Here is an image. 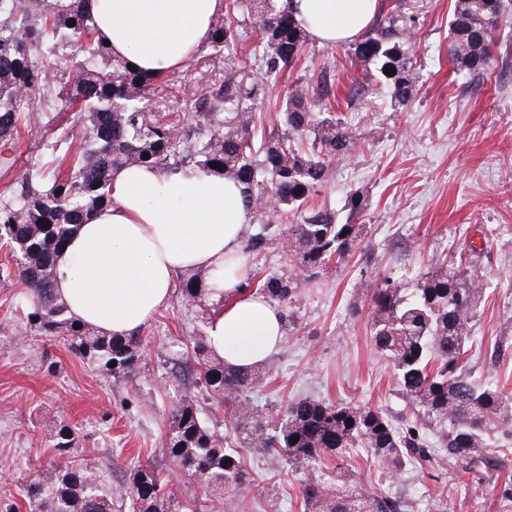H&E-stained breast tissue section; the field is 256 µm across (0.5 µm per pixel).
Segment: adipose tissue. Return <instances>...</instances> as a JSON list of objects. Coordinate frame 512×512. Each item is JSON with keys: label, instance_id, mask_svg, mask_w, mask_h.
Returning <instances> with one entry per match:
<instances>
[{"label": "adipose tissue", "instance_id": "1", "mask_svg": "<svg viewBox=\"0 0 512 512\" xmlns=\"http://www.w3.org/2000/svg\"><path fill=\"white\" fill-rule=\"evenodd\" d=\"M378 0H291L310 36L354 41L370 26ZM114 57L146 73L187 63L210 36L224 0H84ZM111 202L79 226L56 261V294L69 314L98 331L122 336L165 307L179 272L202 269L224 297L206 343L226 367L263 363L283 336L277 308L239 282L248 222L239 185L194 169L144 166L113 172Z\"/></svg>", "mask_w": 512, "mask_h": 512}]
</instances>
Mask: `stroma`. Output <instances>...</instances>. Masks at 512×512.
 Wrapping results in <instances>:
<instances>
[{
  "label": "stroma",
  "instance_id": "1",
  "mask_svg": "<svg viewBox=\"0 0 512 512\" xmlns=\"http://www.w3.org/2000/svg\"><path fill=\"white\" fill-rule=\"evenodd\" d=\"M401 3L422 64L407 105L394 104L377 68L366 71L353 61L350 44L313 39L264 104L275 120L291 80L305 84L328 72L337 98L325 108L347 122L356 146L335 158L315 203L343 222L346 198L362 193L358 221L366 226L358 251L300 288L293 325L260 367L265 384L250 399L273 414L304 397L405 414L393 368L371 342L367 290L378 271L415 288L435 261L471 244L482 250L475 273L484 293L469 366L512 392V30L493 32L495 59L472 90L448 55L452 0ZM225 73L223 59L202 47L173 80L149 93L146 109L178 126L189 123L202 89ZM63 135L50 129L0 142V190L27 165H52ZM21 291L16 281H0L2 490L19 492L56 461L53 434L64 423L74 431V467L112 486L127 464L150 463L190 512H266L271 500L280 512H305L300 489L310 478L397 499L401 512H512V434L491 440L485 465L466 472L449 464L439 445L429 464H409L397 475L360 446L315 469L275 466L263 449L246 447L251 483L213 499L172 464L162 441L174 407L188 402L211 432L229 430L224 405L197 382L193 351L220 300L207 293L188 304L173 292L168 306L141 326L138 362L115 376L57 337L23 339L15 313L24 304Z\"/></svg>",
  "mask_w": 512,
  "mask_h": 512
}]
</instances>
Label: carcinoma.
<instances>
[{"label":"carcinoma","mask_w":512,"mask_h":512,"mask_svg":"<svg viewBox=\"0 0 512 512\" xmlns=\"http://www.w3.org/2000/svg\"><path fill=\"white\" fill-rule=\"evenodd\" d=\"M84 0H0V139L76 120L68 128L74 147L59 165H30L0 193V245L11 253L14 278L24 288V329L59 336L74 355L101 363L117 375L140 358V332L107 336L77 320L55 293V258L78 225L110 203L112 172L126 166L174 171L188 163L238 183L246 208L262 230L247 235L244 250L264 249L273 233L288 242L290 269L282 274H246L254 288L280 308L285 324L305 278L344 259L361 244L365 225L336 222L334 212L308 206L328 181L330 165L350 152L354 138L335 117H318L313 99L329 98L328 79L316 85L294 83L285 99L286 130H267L258 105L270 87L293 69L306 45L303 22L282 0H225L224 16L213 21L207 46L227 64L224 81L213 82L197 99V121L176 126L151 118L143 100L159 76L131 69L112 56L97 36ZM399 6L380 10L372 27L353 47V57L375 62L391 97L405 105L414 95L417 59L406 47ZM260 31L250 64L236 62L242 29ZM512 29V0H454L449 23V54L471 79L483 76L491 55V30ZM392 73H387V70ZM149 158H144V155ZM210 290L200 271L181 282L192 301ZM483 294L468 254L444 260L420 280L411 296L392 277L379 276L366 294L374 348L394 370L397 392L412 416L429 421L448 451V462L470 470L497 432L512 428V409L493 382L471 380L466 365L473 347L471 323ZM199 380L231 406V433L220 438L191 404L172 414L164 447L172 461L213 495L249 481L235 435L249 448L285 454L287 461L319 464L360 442L380 464L400 472L412 461L430 459L420 428L401 429L390 414L314 400L269 415L248 400L262 383L253 369L238 371L207 359L195 344ZM352 425H347V420ZM59 461L41 471L22 491L29 512H173L179 503L166 480L150 465L136 466L121 484L103 489L96 476L65 460L74 441L61 424L54 433ZM298 441H293V438ZM302 501L310 512H400V503L373 493L307 480Z\"/></svg>","instance_id":"obj_1"}]
</instances>
